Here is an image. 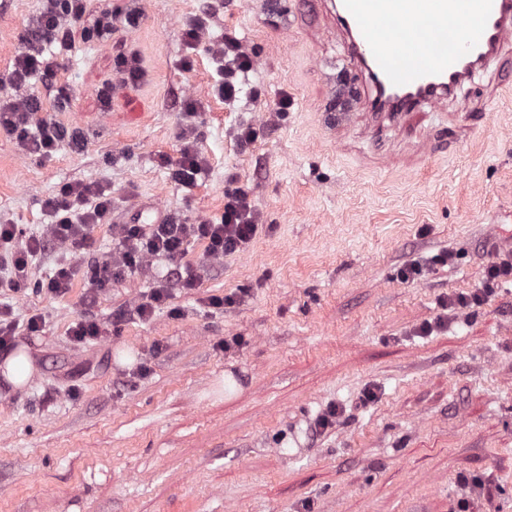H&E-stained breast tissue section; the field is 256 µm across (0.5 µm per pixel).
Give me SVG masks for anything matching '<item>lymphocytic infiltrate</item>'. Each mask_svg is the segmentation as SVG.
<instances>
[{
    "instance_id": "obj_1",
    "label": "lymphocytic infiltrate",
    "mask_w": 512,
    "mask_h": 512,
    "mask_svg": "<svg viewBox=\"0 0 512 512\" xmlns=\"http://www.w3.org/2000/svg\"><path fill=\"white\" fill-rule=\"evenodd\" d=\"M85 0H43L42 10L29 24L24 48L10 65L6 80L12 86L11 96L0 98V133L15 138L20 150L29 156L49 158L64 143L81 145L79 128L65 126L44 117L40 97L29 94L31 80H53L57 65L48 51L49 45L67 46L75 25L84 22ZM219 75L213 91L225 100H234L239 92L237 78L254 68L249 52L234 37L210 48ZM180 137L181 156L172 168L179 183L192 186L204 168V158L197 147L195 127L186 124ZM52 219L44 234H25L16 224H0V285L13 292L25 290L32 261L40 254L56 251L52 276L46 282L48 292L66 294L75 276V259L90 248L89 228L94 224H109L113 249L103 260L94 262L86 273V308H94L100 293L112 282L141 269L147 260L163 259L171 268L163 280L136 305L118 310L114 321L133 317L147 320L170 297L169 285L177 281L183 287H193L194 274L182 273L179 266L188 241L205 242L209 257L220 259L246 250L256 236L261 217L250 192L237 187L224 195V216L220 223L201 221L179 224L168 220L161 224H110L112 193L94 183L63 185L44 202ZM512 282V257L493 254L483 271L479 288L451 299V307L467 310L481 304L494 286Z\"/></svg>"
}]
</instances>
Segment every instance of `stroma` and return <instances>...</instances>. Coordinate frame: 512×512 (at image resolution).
Returning <instances> with one entry per match:
<instances>
[{
	"label": "stroma",
	"mask_w": 512,
	"mask_h": 512,
	"mask_svg": "<svg viewBox=\"0 0 512 512\" xmlns=\"http://www.w3.org/2000/svg\"><path fill=\"white\" fill-rule=\"evenodd\" d=\"M197 49L183 23L207 0H88L112 13L108 43L75 37L56 81L81 147L25 156L0 134V223L44 232L43 200L67 183L112 192V222L155 208L183 223H220L224 194L248 188L263 216L250 246L221 259L191 242L194 287H174L152 320L113 323L168 264L154 259L105 288V338L75 345L84 268L111 251L107 225L62 297L0 287L36 371L0 378V512H456L462 477L491 475L483 512H512V283L464 314L439 300L480 286L491 251L512 252V52L458 94L455 125L436 114L378 142L344 116L366 82L322 34L314 0H223ZM40 0H0V75L23 49ZM137 27L123 26L127 12ZM235 35L253 56L235 101L213 95L208 47ZM143 80L122 85L121 57ZM116 84L109 103L97 90ZM288 93V111L270 105ZM195 102L207 169L176 182L185 102ZM258 137L241 146L237 132ZM426 151L416 170L391 156ZM422 272L403 280L402 270ZM234 297L224 309L212 297ZM435 331L420 335L424 322ZM231 340L229 349L220 343ZM149 371L133 376L139 362ZM376 397L362 403L365 389ZM342 412L320 433L329 406Z\"/></svg>",
	"instance_id": "1"
}]
</instances>
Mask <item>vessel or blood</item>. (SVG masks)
Returning a JSON list of instances; mask_svg holds the SVG:
<instances>
[{"instance_id": "1", "label": "vessel or blood", "mask_w": 512, "mask_h": 512, "mask_svg": "<svg viewBox=\"0 0 512 512\" xmlns=\"http://www.w3.org/2000/svg\"><path fill=\"white\" fill-rule=\"evenodd\" d=\"M347 48V66L366 75L359 105L375 133L429 107L512 47V0H321Z\"/></svg>"}]
</instances>
